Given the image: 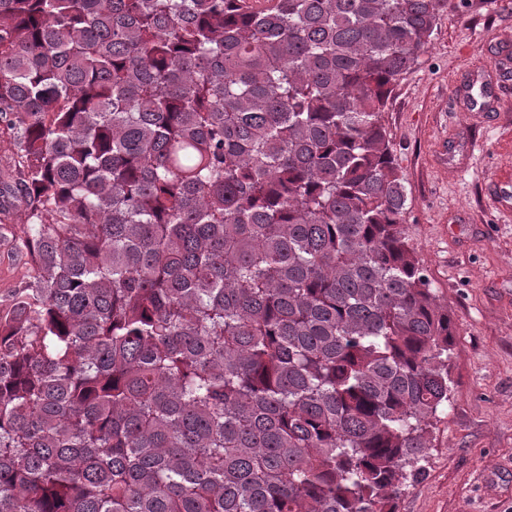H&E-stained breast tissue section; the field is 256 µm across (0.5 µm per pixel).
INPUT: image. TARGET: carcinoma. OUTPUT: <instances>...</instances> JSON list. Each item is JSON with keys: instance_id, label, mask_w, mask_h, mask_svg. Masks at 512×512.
Wrapping results in <instances>:
<instances>
[{"instance_id": "obj_1", "label": "carcinoma", "mask_w": 512, "mask_h": 512, "mask_svg": "<svg viewBox=\"0 0 512 512\" xmlns=\"http://www.w3.org/2000/svg\"><path fill=\"white\" fill-rule=\"evenodd\" d=\"M0 0V512H397L455 331L383 114L466 0ZM0 240V303L7 304L11 297L25 288L28 282L27 257L10 245L2 247Z\"/></svg>"}]
</instances>
